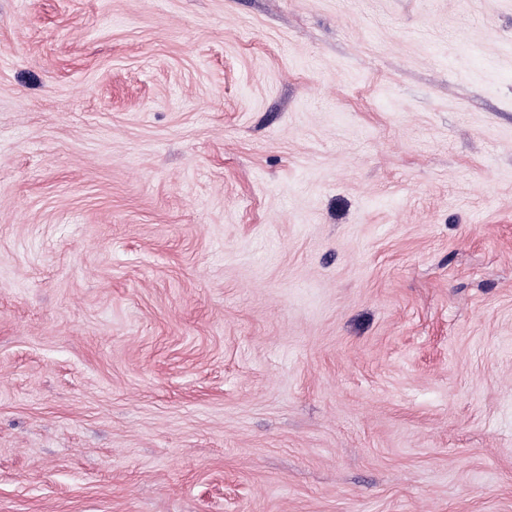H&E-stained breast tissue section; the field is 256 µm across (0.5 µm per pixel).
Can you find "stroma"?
Segmentation results:
<instances>
[{"label":"stroma","mask_w":512,"mask_h":512,"mask_svg":"<svg viewBox=\"0 0 512 512\" xmlns=\"http://www.w3.org/2000/svg\"><path fill=\"white\" fill-rule=\"evenodd\" d=\"M0 512H512V0H0Z\"/></svg>","instance_id":"stroma-1"}]
</instances>
